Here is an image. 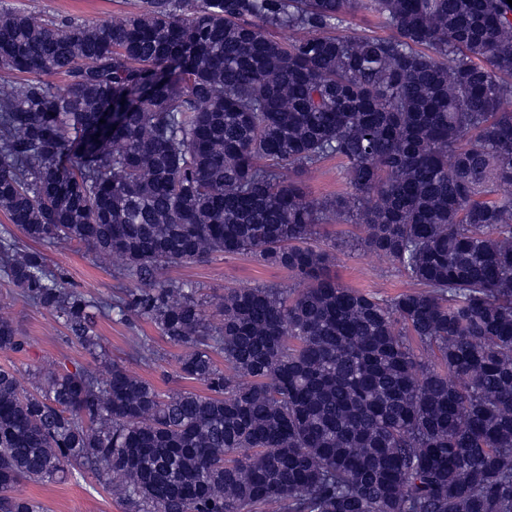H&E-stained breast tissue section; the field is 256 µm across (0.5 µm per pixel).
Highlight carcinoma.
Here are the masks:
<instances>
[{"label":"carcinoma","instance_id":"obj_1","mask_svg":"<svg viewBox=\"0 0 512 512\" xmlns=\"http://www.w3.org/2000/svg\"><path fill=\"white\" fill-rule=\"evenodd\" d=\"M362 8L390 34H336ZM335 157L349 192L316 200L304 176ZM0 210L148 284L88 298L0 230V275L87 355L106 357L100 314L145 319L209 391L166 394L114 360L32 392L1 367L0 512H43L16 487L76 468L132 512H512L506 0H145L112 23L1 10ZM343 221L416 289L336 280L313 240ZM213 253L293 285L227 289L215 327L198 288L160 277ZM24 347L1 317L0 351Z\"/></svg>","mask_w":512,"mask_h":512}]
</instances>
